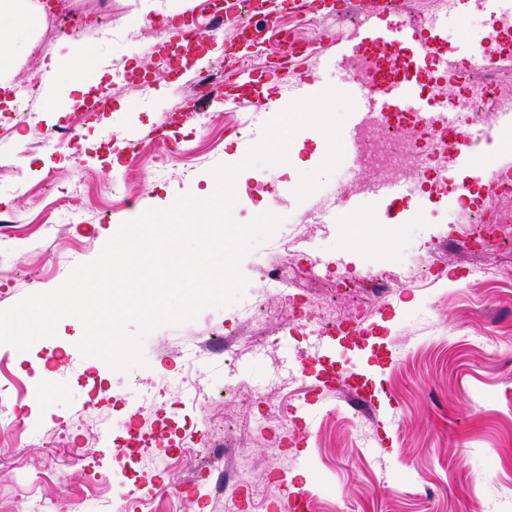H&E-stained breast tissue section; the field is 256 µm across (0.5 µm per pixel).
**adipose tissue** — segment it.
Here are the masks:
<instances>
[{
  "label": "adipose tissue",
  "instance_id": "adipose-tissue-1",
  "mask_svg": "<svg viewBox=\"0 0 512 512\" xmlns=\"http://www.w3.org/2000/svg\"><path fill=\"white\" fill-rule=\"evenodd\" d=\"M44 19L39 0H0V103L11 96L13 78L32 50L31 24Z\"/></svg>",
  "mask_w": 512,
  "mask_h": 512
}]
</instances>
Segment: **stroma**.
I'll use <instances>...</instances> for the list:
<instances>
[{
  "label": "stroma",
  "mask_w": 512,
  "mask_h": 512,
  "mask_svg": "<svg viewBox=\"0 0 512 512\" xmlns=\"http://www.w3.org/2000/svg\"><path fill=\"white\" fill-rule=\"evenodd\" d=\"M202 0H170L195 17L193 49L163 41L144 22L143 0H66L77 35L47 15L35 47L15 75L17 104L0 139V310L55 288L94 261L107 239L150 209L215 185L214 171L258 145L279 113L281 87L302 83L314 54H333L363 36L356 19L281 11L263 56L225 52L236 28L212 39ZM422 35L437 31L449 57L468 58V37L485 29L474 5L443 14L440 0H400ZM306 41L280 87L236 88L238 73L261 70L285 50L281 31ZM83 46L93 76L111 89L109 104L72 124L43 111L28 78L63 43ZM202 63L236 93L239 107L210 104L207 127L171 125L169 157L156 145L130 148L109 162L117 139L166 125L168 110L193 107L196 77L176 74L159 56ZM287 165L244 168L234 182L232 220L269 213L289 222L296 242L278 235L255 244L239 272L267 317L256 348L241 336L233 305H211L180 324L143 335L142 364L116 369L83 355L77 323L25 351L0 344V512L22 502H58L62 512H284L289 496L308 494V512H512V245L471 251V213L512 225V199H490L456 164L448 169L468 206L425 182L421 155L396 177L413 193L392 205L356 209L358 235L333 223L342 198L358 196L361 175L345 165L321 177L306 197L296 190L329 150L317 127L292 138ZM288 270L270 287L267 268ZM425 279L406 282V268ZM353 280L342 288L343 279ZM382 291L370 289V282ZM345 314L342 334H323L316 316L296 318L304 298ZM44 363L37 373L35 363ZM185 372L198 391L173 385ZM368 383L374 408L356 407L343 375ZM335 384H328V376ZM23 389L43 402L16 401ZM151 428L150 447L118 446L129 421ZM306 429H299V421ZM223 424V447H183L189 429ZM105 471L108 484L93 487Z\"/></svg>",
  "instance_id": "35a3bbf8"
}]
</instances>
